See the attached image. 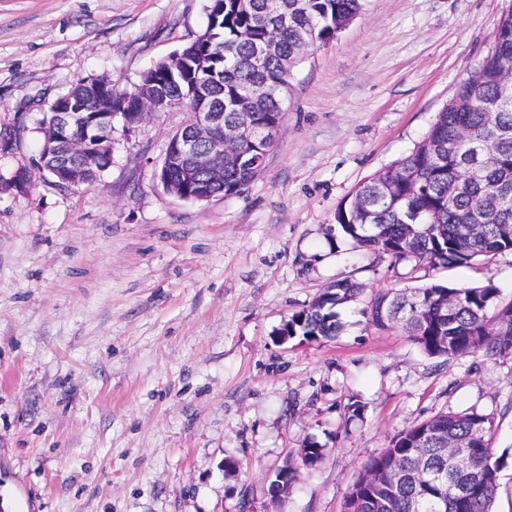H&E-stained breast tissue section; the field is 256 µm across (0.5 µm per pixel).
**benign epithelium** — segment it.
Masks as SVG:
<instances>
[{
	"label": "benign epithelium",
	"instance_id": "obj_1",
	"mask_svg": "<svg viewBox=\"0 0 512 512\" xmlns=\"http://www.w3.org/2000/svg\"><path fill=\"white\" fill-rule=\"evenodd\" d=\"M212 70H197L190 91L181 93V102L194 112L193 120L168 136L162 155L158 179L165 191L182 199L210 201L224 197V167L244 165L262 169L267 153L250 155L233 153L235 144L276 142L281 127H258L244 120L232 127L224 126V111L210 105H196L207 99ZM100 99L93 112L83 104L57 98L51 112L42 121L43 147L53 157V165L41 166L62 188L77 187L85 182L93 169L104 171L112 165V129L114 121L122 119L131 129L147 116L165 111L174 105L160 97L156 89L143 87L132 103V111L112 110V96L117 94L110 77L95 79ZM33 184L32 172L19 167L12 175L10 186L25 194Z\"/></svg>",
	"mask_w": 512,
	"mask_h": 512
}]
</instances>
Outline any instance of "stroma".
<instances>
[{
  "mask_svg": "<svg viewBox=\"0 0 512 512\" xmlns=\"http://www.w3.org/2000/svg\"><path fill=\"white\" fill-rule=\"evenodd\" d=\"M207 3L0 0V131L13 143L0 154V512H344L397 434L465 410L494 418L493 512H512V360L431 357L362 314L387 288L490 285L512 299V253L429 268L328 234L480 67L506 0H364L294 68L283 130L240 194L163 190L182 106L115 127L91 184L11 189L39 160L54 100L102 76L138 83L205 30ZM339 282L362 290L339 336L281 342L282 324ZM313 442L322 461L272 501L268 475Z\"/></svg>",
  "mask_w": 512,
  "mask_h": 512,
  "instance_id": "obj_1",
  "label": "stroma"
}]
</instances>
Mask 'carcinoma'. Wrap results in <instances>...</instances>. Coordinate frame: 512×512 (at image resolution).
Listing matches in <instances>:
<instances>
[{"mask_svg": "<svg viewBox=\"0 0 512 512\" xmlns=\"http://www.w3.org/2000/svg\"><path fill=\"white\" fill-rule=\"evenodd\" d=\"M288 15L279 31L278 50L261 68L249 63L254 45L268 35L267 19L244 9L238 0H211L207 5L209 38L197 51L218 65L216 92L230 103L256 83L272 89L248 117L261 126L281 121V98L288 95L280 60L296 43L311 36L317 44L336 38L363 7V0H270ZM512 58V0L497 23L493 51L478 73L465 80L412 152L392 164L382 179L374 175L336 210L338 230L358 248L396 261L414 260L429 267H464L481 258L512 253V99L499 98L500 65ZM497 102L495 111L487 105ZM495 143V152L481 146ZM469 175L454 207L448 208V180ZM259 172L224 169V195L246 188ZM361 288L336 283L325 288L288 320V335L329 341L342 328L337 308L354 300ZM362 314L379 330L399 328L432 357L458 360L478 352L495 360L512 358V299H498L489 286L450 288L441 284L387 289L374 294ZM443 434L467 446L468 466L436 489L431 475H448V450L430 442ZM494 419L476 411L442 412L399 433L391 445L365 464L346 500L345 512H491L499 487L494 459ZM323 447H304L299 461L311 469ZM411 474L392 487L384 472L391 466Z\"/></svg>", "mask_w": 512, "mask_h": 512, "instance_id": "carcinoma-1", "label": "carcinoma"}]
</instances>
